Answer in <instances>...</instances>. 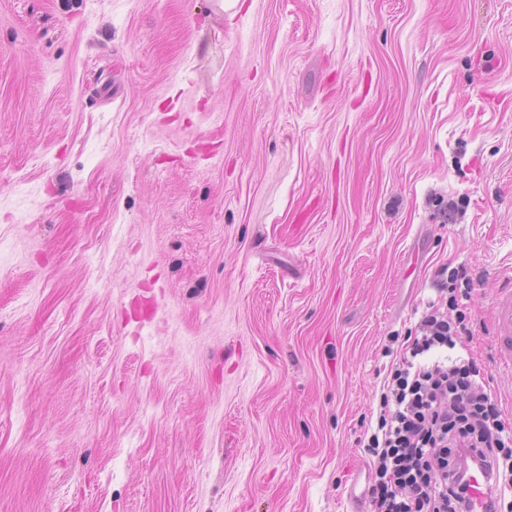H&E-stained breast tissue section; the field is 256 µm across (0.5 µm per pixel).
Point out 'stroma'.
I'll return each instance as SVG.
<instances>
[{
    "instance_id": "obj_1",
    "label": "stroma",
    "mask_w": 512,
    "mask_h": 512,
    "mask_svg": "<svg viewBox=\"0 0 512 512\" xmlns=\"http://www.w3.org/2000/svg\"><path fill=\"white\" fill-rule=\"evenodd\" d=\"M0 0V512H343L443 267L512 416V0ZM494 344L499 362L512 371V292L505 293L493 306Z\"/></svg>"
}]
</instances>
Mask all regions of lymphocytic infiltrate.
I'll return each mask as SVG.
<instances>
[{
    "label": "lymphocytic infiltrate",
    "instance_id": "lymphocytic-infiltrate-1",
    "mask_svg": "<svg viewBox=\"0 0 512 512\" xmlns=\"http://www.w3.org/2000/svg\"><path fill=\"white\" fill-rule=\"evenodd\" d=\"M467 276L461 266L436 277L435 298L380 386L370 512H466L473 463L489 477L492 512L512 494V426L476 366L465 314L444 306L449 284Z\"/></svg>",
    "mask_w": 512,
    "mask_h": 512
}]
</instances>
